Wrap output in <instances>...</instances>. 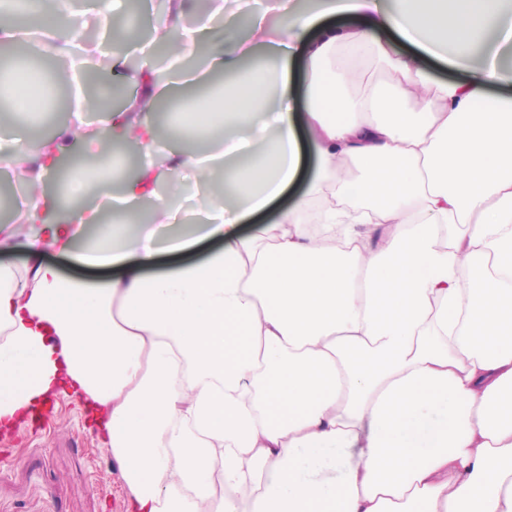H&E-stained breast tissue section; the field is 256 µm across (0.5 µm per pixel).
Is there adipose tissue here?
<instances>
[{"mask_svg":"<svg viewBox=\"0 0 512 512\" xmlns=\"http://www.w3.org/2000/svg\"><path fill=\"white\" fill-rule=\"evenodd\" d=\"M19 3L0 18L1 39L77 40L72 0ZM319 4L300 13L285 0L283 23H252L246 43L206 22L159 34L183 50L210 43L211 69L235 76L193 80L178 104L173 141L208 142L206 156L160 149L145 114L164 89L118 55L125 104L106 126L84 130L75 74L72 123L16 143L12 160L31 168L21 219L37 230L0 233V249L29 256L0 263V427L50 393L81 398L134 512H512V96L494 92L512 82L500 62L512 17L504 0ZM368 53L386 79L351 92ZM422 53L464 79L431 82ZM25 65L13 56L0 71L13 75L11 99L37 113L45 102ZM303 136L318 159L305 192L239 237L236 224L296 180ZM113 140L146 162L122 188L102 178L95 189L131 219L162 180L199 185L223 169L232 193L203 194L192 234L156 204L145 236L167 252L200 239L220 249L147 275L108 231L78 258L120 266L115 278L67 280L42 262L105 216L58 213L44 184L63 158ZM448 224L459 234L444 250ZM484 258L493 272L479 280L471 266Z\"/></svg>","mask_w":512,"mask_h":512,"instance_id":"ef3b65f1","label":"adipose tissue"}]
</instances>
